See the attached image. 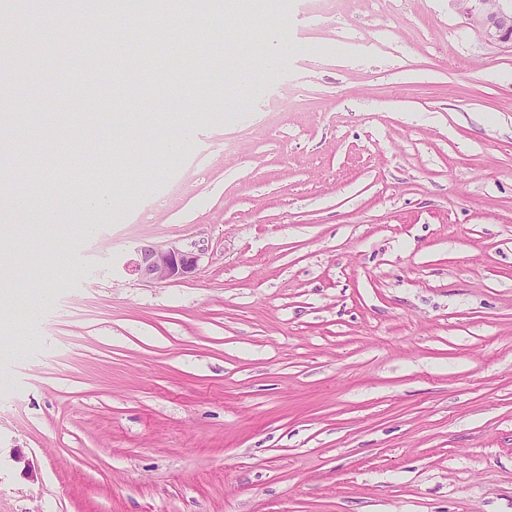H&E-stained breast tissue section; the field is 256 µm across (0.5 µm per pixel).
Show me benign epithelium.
Returning <instances> with one entry per match:
<instances>
[{"label":"benign epithelium","mask_w":512,"mask_h":512,"mask_svg":"<svg viewBox=\"0 0 512 512\" xmlns=\"http://www.w3.org/2000/svg\"><path fill=\"white\" fill-rule=\"evenodd\" d=\"M483 38L512 47V0H449ZM199 255L175 245L142 241L135 244L124 270L144 283H163L192 277Z\"/></svg>","instance_id":"7a95c632"}]
</instances>
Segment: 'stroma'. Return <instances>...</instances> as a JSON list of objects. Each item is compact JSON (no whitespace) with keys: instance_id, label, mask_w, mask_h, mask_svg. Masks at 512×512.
<instances>
[{"instance_id":"1","label":"stroma","mask_w":512,"mask_h":512,"mask_svg":"<svg viewBox=\"0 0 512 512\" xmlns=\"http://www.w3.org/2000/svg\"><path fill=\"white\" fill-rule=\"evenodd\" d=\"M144 3L156 60L59 22L122 0H0L48 30L31 125L122 126L62 183L68 143L19 144L0 193L126 196L10 250L40 342L0 356V512H512V49L449 0ZM106 69L150 111L55 80ZM140 241L195 275L126 276Z\"/></svg>"}]
</instances>
